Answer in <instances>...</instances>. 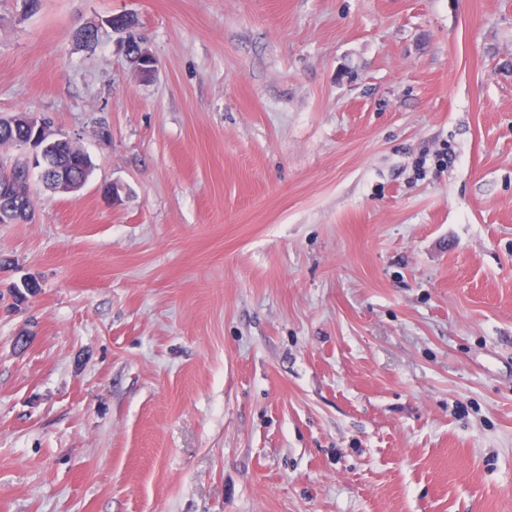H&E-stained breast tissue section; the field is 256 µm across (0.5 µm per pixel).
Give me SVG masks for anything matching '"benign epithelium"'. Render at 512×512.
<instances>
[{"label": "benign epithelium", "mask_w": 512, "mask_h": 512, "mask_svg": "<svg viewBox=\"0 0 512 512\" xmlns=\"http://www.w3.org/2000/svg\"><path fill=\"white\" fill-rule=\"evenodd\" d=\"M135 55L139 58L141 68L138 72L144 76L150 75L155 71L156 60L148 49L140 46ZM26 122L32 129V135L29 140L21 143V146H15L11 140L6 142L8 146H15L17 150L24 155V159L9 166L0 165V223L11 224L14 222L15 198L14 186L11 182L4 180V176L11 175L14 169L32 170L40 169L42 181L52 189L76 191L82 187L80 182L66 181L59 182L57 171L46 153V149L58 142L71 141V138L63 136L55 131L49 119L41 113H29L26 116Z\"/></svg>", "instance_id": "1"}]
</instances>
